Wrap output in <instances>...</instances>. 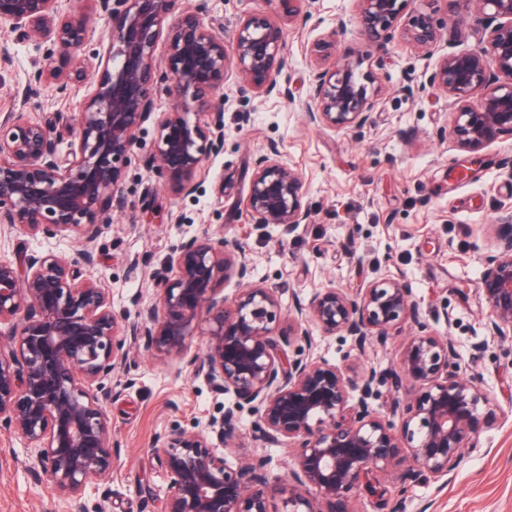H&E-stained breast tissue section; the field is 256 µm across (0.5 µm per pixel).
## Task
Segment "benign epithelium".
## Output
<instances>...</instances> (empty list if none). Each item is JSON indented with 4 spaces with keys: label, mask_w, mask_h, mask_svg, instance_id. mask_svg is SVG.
Masks as SVG:
<instances>
[{
    "label": "benign epithelium",
    "mask_w": 512,
    "mask_h": 512,
    "mask_svg": "<svg viewBox=\"0 0 512 512\" xmlns=\"http://www.w3.org/2000/svg\"><path fill=\"white\" fill-rule=\"evenodd\" d=\"M64 0H0V21L19 41L41 50L20 98L22 109L0 114V232L72 237V255L32 251L21 264L0 260V431L24 436L35 458L37 482L50 483L67 512H106L112 441L106 407L133 386L131 354L187 360L216 395L233 406L204 431L158 435L153 453L165 467L169 495L163 512H359L362 488L378 491L394 459L406 460L400 485L453 477L480 431L478 409L488 403L477 375L459 374L451 335L421 320L404 281L387 276L356 292L328 287L296 299L288 329L275 288L251 284L254 259L219 231L184 238L166 263L150 273L157 296L129 322L112 310L109 289L83 276L97 264L94 242L112 214L128 207L121 190L139 131L152 121L155 137L145 157L156 182L174 196L198 188L203 161L224 153V104L214 101L229 75L261 95L291 98L286 26L307 23L305 0H275L278 20L239 18L231 42L203 18L204 4L177 10L179 0H90V12L71 15ZM358 23L373 43L393 29L426 54L442 33L429 13L408 12L411 0H356ZM456 16L473 6L483 38L471 50L442 55L427 76L448 97L449 135L467 153L456 176L480 163L478 151L512 134V0H431ZM111 26L107 44H93L97 21ZM336 32L306 45L314 59L312 94L303 121L313 128L359 134L372 123L381 87L360 62L332 59ZM168 44L166 61L156 55ZM90 79L80 112L70 121L36 119L23 107L51 84L61 97ZM171 84V107L156 113L155 89ZM211 114L201 123L198 115ZM71 140L60 151L59 123ZM301 176L270 145L252 164L241 200L257 227L288 236L309 224ZM495 255L479 280L489 310L488 339L475 349L512 343V207L499 216ZM233 297L224 295L230 282ZM412 333L398 366L356 372L311 354L315 327L350 341L346 358L362 360L386 349L404 325ZM205 351L190 354L191 340ZM120 377L115 385L104 381ZM387 394H382V389ZM386 396L376 409L373 402ZM254 417L255 437L285 447L288 478L272 482L270 460L255 453L236 463L239 412ZM100 490L93 499L88 486Z\"/></svg>",
    "instance_id": "obj_1"
}]
</instances>
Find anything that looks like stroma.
<instances>
[{
	"mask_svg": "<svg viewBox=\"0 0 512 512\" xmlns=\"http://www.w3.org/2000/svg\"><path fill=\"white\" fill-rule=\"evenodd\" d=\"M205 6L228 37L239 17H271L277 9L275 0H206ZM308 9L306 26L286 35L291 100L262 97L228 80L221 91L228 100L224 153L204 161L194 195L170 196L142 162L132 161L122 185L131 207L104 226L95 242L99 263L85 274L103 278L113 310L133 320L138 307L131 296L155 303L149 276L172 247L220 229L242 239L255 258L254 283L279 289L286 312L295 299H309L330 284L353 291L386 275L403 276L422 318L435 332H451L463 373L478 372L491 401L480 409L479 450L466 456L451 482L420 481L403 493L389 480L383 497L360 493V512H390L400 498L405 512H512V351L474 350L485 338L488 315L478 289L480 258L490 251V226L501 206L512 205V136L484 148V163L471 177L454 179L463 154L448 134V99L424 84L437 55L414 49L397 32L384 46L372 43L358 25L355 0H310ZM330 31L337 57L356 53L362 71L373 72L382 88L373 121L358 136L302 121L314 69L303 43ZM1 48L11 64L0 72V113L18 108L12 91L26 83L41 56L35 44L16 41L5 22ZM408 84L415 85L414 94H405ZM243 112L249 121H240ZM271 144L301 174L313 212L311 223L287 237L273 226L255 229L239 204L254 157ZM224 175L232 177L233 187L220 195L214 180ZM75 247L70 239H35L18 230L0 236V259ZM445 311L452 324L441 321ZM130 374L135 385L108 407L112 437L120 445L108 512H140L147 499L162 508L169 489L151 450L155 437L176 428L205 429L232 403L230 396L214 395L184 364L143 351L134 354ZM30 462L23 438L0 432V512H64L48 484L33 482Z\"/></svg>",
	"mask_w": 512,
	"mask_h": 512,
	"instance_id": "1",
	"label": "stroma"
}]
</instances>
